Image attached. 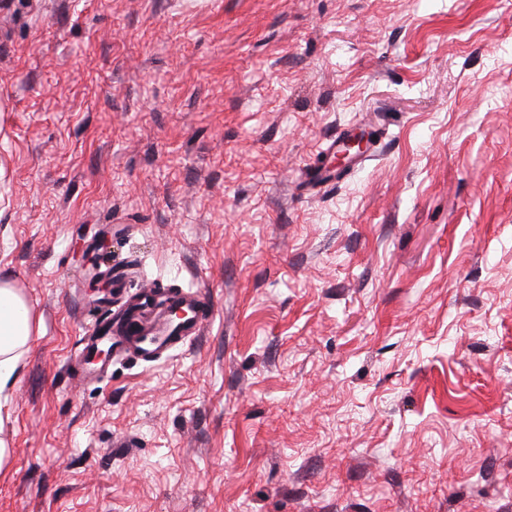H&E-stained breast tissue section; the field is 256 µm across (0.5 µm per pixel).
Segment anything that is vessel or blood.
<instances>
[{
	"mask_svg": "<svg viewBox=\"0 0 512 512\" xmlns=\"http://www.w3.org/2000/svg\"><path fill=\"white\" fill-rule=\"evenodd\" d=\"M157 293V287L144 285L136 296L126 299L107 323L95 327L89 336L82 338L78 353L81 369L74 374L76 383L84 384L109 373L108 363L91 360L92 354L102 345H110L119 353L151 358L198 336L212 316L211 306L200 296L173 293L168 298L169 304L190 309L192 315L180 324H172L166 312L157 307Z\"/></svg>",
	"mask_w": 512,
	"mask_h": 512,
	"instance_id": "obj_1",
	"label": "vessel or blood"
}]
</instances>
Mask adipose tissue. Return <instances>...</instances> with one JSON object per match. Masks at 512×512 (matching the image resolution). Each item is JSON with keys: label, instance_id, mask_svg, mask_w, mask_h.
Instances as JSON below:
<instances>
[{"label": "adipose tissue", "instance_id": "adipose-tissue-1", "mask_svg": "<svg viewBox=\"0 0 512 512\" xmlns=\"http://www.w3.org/2000/svg\"><path fill=\"white\" fill-rule=\"evenodd\" d=\"M34 333V317L25 294L11 281L0 279V398L15 387Z\"/></svg>", "mask_w": 512, "mask_h": 512}]
</instances>
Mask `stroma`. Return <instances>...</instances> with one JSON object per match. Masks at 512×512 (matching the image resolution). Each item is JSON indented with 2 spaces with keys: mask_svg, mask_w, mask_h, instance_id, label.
I'll return each instance as SVG.
<instances>
[{
  "mask_svg": "<svg viewBox=\"0 0 512 512\" xmlns=\"http://www.w3.org/2000/svg\"><path fill=\"white\" fill-rule=\"evenodd\" d=\"M107 265L214 313L79 386ZM5 276L0 512H512V0H0ZM365 133H358L348 137L345 140L344 148L336 153L334 159L328 162L330 169H336V172H342L350 167L353 158L361 154L367 143ZM34 333V317L25 294L11 281L0 279V399L7 400L15 387Z\"/></svg>",
  "mask_w": 512,
  "mask_h": 512,
  "instance_id": "35a3bbf8",
  "label": "stroma"
}]
</instances>
